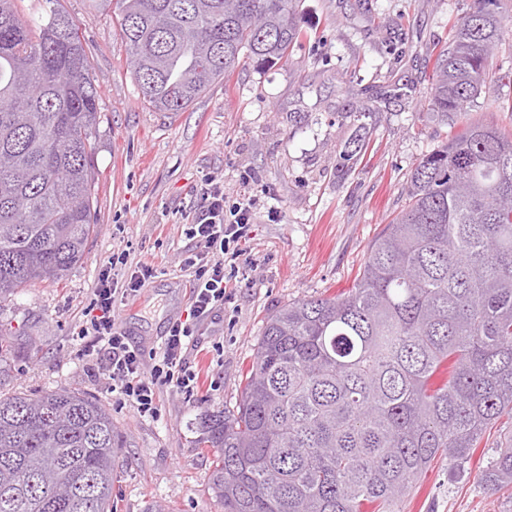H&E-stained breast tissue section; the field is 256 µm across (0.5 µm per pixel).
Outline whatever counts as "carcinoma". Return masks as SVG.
Returning <instances> with one entry per match:
<instances>
[{
  "label": "carcinoma",
  "instance_id": "obj_1",
  "mask_svg": "<svg viewBox=\"0 0 512 512\" xmlns=\"http://www.w3.org/2000/svg\"><path fill=\"white\" fill-rule=\"evenodd\" d=\"M25 19L0 0V301L61 279L94 230L99 93L75 20ZM476 0L439 50L425 100L448 120L493 78L508 27ZM300 0H101L145 107L180 112L248 59L303 37ZM512 135L466 122L411 173L407 207L374 240L355 285L265 321L236 410L209 415L224 512H401L441 455L466 463L512 415ZM16 332L0 322V359ZM112 417L57 389L0 396V512H113ZM479 482L512 493V432Z\"/></svg>",
  "mask_w": 512,
  "mask_h": 512
}]
</instances>
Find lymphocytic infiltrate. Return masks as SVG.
<instances>
[{"instance_id": "1", "label": "lymphocytic infiltrate", "mask_w": 512, "mask_h": 512, "mask_svg": "<svg viewBox=\"0 0 512 512\" xmlns=\"http://www.w3.org/2000/svg\"><path fill=\"white\" fill-rule=\"evenodd\" d=\"M254 204L249 197L225 208L223 183L206 179L199 213L186 232L190 244L179 260L189 274V309L185 317L169 321L161 351L135 344L117 317L119 308L135 303L155 278V266L137 263L130 278L120 280L130 257L126 250L112 253L102 266L91 290L86 320L78 328L80 354L110 382L118 403L136 417L159 418L164 393L187 400L197 393L200 375L188 361L190 346L199 326L224 307V268L240 262L241 244L253 233Z\"/></svg>"}]
</instances>
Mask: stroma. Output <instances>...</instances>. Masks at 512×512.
I'll return each mask as SVG.
<instances>
[{
	"instance_id": "35a3bbf8",
	"label": "stroma",
	"mask_w": 512,
	"mask_h": 512,
	"mask_svg": "<svg viewBox=\"0 0 512 512\" xmlns=\"http://www.w3.org/2000/svg\"><path fill=\"white\" fill-rule=\"evenodd\" d=\"M80 26L98 88L93 155L96 226L83 258L62 280L45 279L0 302V321L18 332L0 361V395L70 389L112 417L115 512H224L210 488L215 451L197 445L204 414L236 409L267 316L284 305L347 292L374 240L408 204L419 159L460 128L394 87L429 85L450 23L474 0H301L307 35L274 67L239 65L175 116L143 106L111 11L97 0H61ZM466 117L512 132V87L485 84ZM361 149H354L355 138ZM224 183L226 202L256 200L255 264L249 278L226 274L219 321L201 326L190 359L211 389L192 401L163 394L160 419L119 407L107 380L82 359L75 329L112 251L154 263L158 275L122 326L160 348L170 321L189 304L179 256L199 208L202 179ZM512 417L486 432L464 468L436 459L405 497L402 512H512L487 494L478 473Z\"/></svg>"
}]
</instances>
